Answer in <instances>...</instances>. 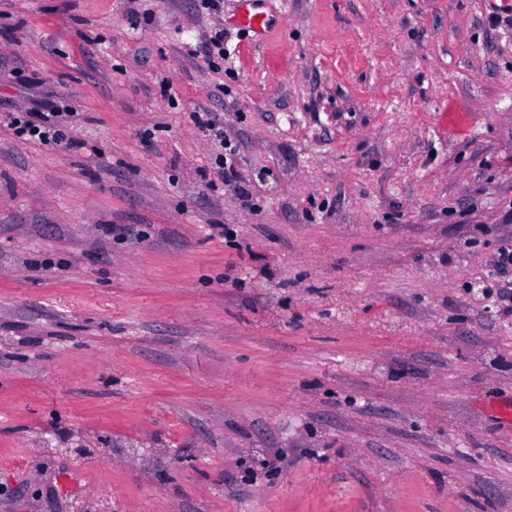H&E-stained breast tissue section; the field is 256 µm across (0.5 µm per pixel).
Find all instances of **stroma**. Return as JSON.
<instances>
[{
	"instance_id": "stroma-1",
	"label": "stroma",
	"mask_w": 512,
	"mask_h": 512,
	"mask_svg": "<svg viewBox=\"0 0 512 512\" xmlns=\"http://www.w3.org/2000/svg\"><path fill=\"white\" fill-rule=\"evenodd\" d=\"M499 4L0 0V512H512ZM78 112H29L25 121L14 117L11 124L16 134L24 139H37L47 146L57 145L61 142L59 127L74 118Z\"/></svg>"
}]
</instances>
